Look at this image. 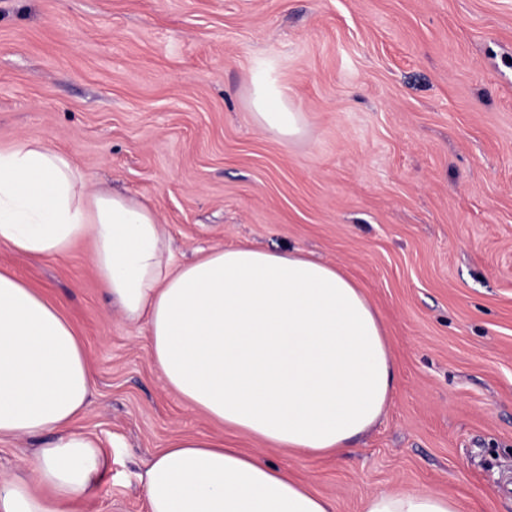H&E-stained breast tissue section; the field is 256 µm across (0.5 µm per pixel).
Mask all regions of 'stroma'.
I'll return each mask as SVG.
<instances>
[{
	"instance_id": "1",
	"label": "stroma",
	"mask_w": 512,
	"mask_h": 512,
	"mask_svg": "<svg viewBox=\"0 0 512 512\" xmlns=\"http://www.w3.org/2000/svg\"><path fill=\"white\" fill-rule=\"evenodd\" d=\"M258 55L302 135L255 121ZM24 141L152 204L177 262L253 244L336 267L379 313L396 369L390 405L343 456H287L165 386L89 243L40 262L1 248L0 271L56 302L95 375L75 426L108 466L76 512H147V463L200 433L335 512L381 489L512 512V0H0V150ZM45 442L0 441V474Z\"/></svg>"
}]
</instances>
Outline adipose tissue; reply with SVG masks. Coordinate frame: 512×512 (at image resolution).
Returning <instances> with one entry per match:
<instances>
[{"label": "adipose tissue", "mask_w": 512, "mask_h": 512, "mask_svg": "<svg viewBox=\"0 0 512 512\" xmlns=\"http://www.w3.org/2000/svg\"><path fill=\"white\" fill-rule=\"evenodd\" d=\"M260 125L289 139L302 116L272 61L249 70ZM90 242L113 305L145 322L160 379L212 420L283 453L340 455L391 402L380 317L335 267L296 251L210 248L176 262L154 208L93 189L71 157L37 141L0 150V247L34 260ZM94 388L87 351L59 308L0 272V440L45 435L30 469L0 478V512H73L107 467L74 429ZM148 512H335L263 458L209 435L175 441L142 477ZM363 512H459L424 489L380 491Z\"/></svg>", "instance_id": "obj_1"}]
</instances>
